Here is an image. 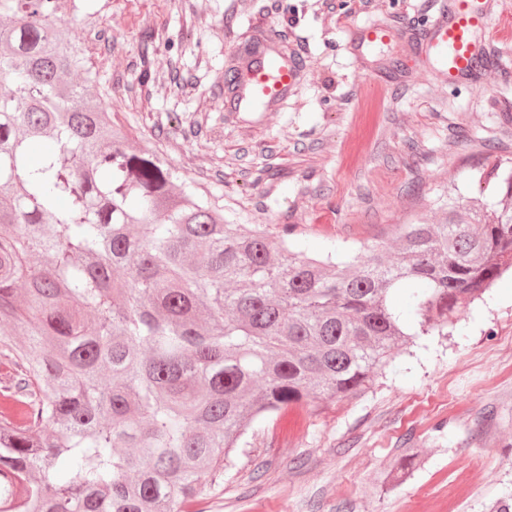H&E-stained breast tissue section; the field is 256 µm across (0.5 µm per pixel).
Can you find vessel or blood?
<instances>
[{
  "mask_svg": "<svg viewBox=\"0 0 512 512\" xmlns=\"http://www.w3.org/2000/svg\"><path fill=\"white\" fill-rule=\"evenodd\" d=\"M505 13L503 0H441L433 26L418 39L425 57L436 58L449 81L473 76L500 59L492 44L496 18ZM299 78L295 56L255 54L234 98L236 108L263 102L272 108L283 102Z\"/></svg>",
  "mask_w": 512,
  "mask_h": 512,
  "instance_id": "vessel-or-blood-1",
  "label": "vessel or blood"
}]
</instances>
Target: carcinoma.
Here are the masks:
<instances>
[{"instance_id": "carcinoma-1", "label": "carcinoma", "mask_w": 512, "mask_h": 512, "mask_svg": "<svg viewBox=\"0 0 512 512\" xmlns=\"http://www.w3.org/2000/svg\"><path fill=\"white\" fill-rule=\"evenodd\" d=\"M102 10L0 0V512H187L256 419L360 395L512 268V165L344 266L224 223L103 105Z\"/></svg>"}]
</instances>
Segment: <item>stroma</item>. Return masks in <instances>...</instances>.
Listing matches in <instances>:
<instances>
[{
	"mask_svg": "<svg viewBox=\"0 0 512 512\" xmlns=\"http://www.w3.org/2000/svg\"><path fill=\"white\" fill-rule=\"evenodd\" d=\"M435 0H109L108 42L87 37L107 103L133 141L168 154L180 176L218 198L228 224L295 227L305 251L347 261L438 217L449 192L495 201L479 180L512 163L508 63L449 84L410 33ZM382 24L400 38L355 48L352 31ZM155 29L151 98L127 91L141 37ZM296 51L303 72L274 112L224 106V76L260 31ZM387 81L370 95L358 77ZM189 77L173 88L172 72ZM184 117L168 125L167 113ZM419 449L403 480L376 479ZM512 495V271L461 314L450 336L395 352L361 396L319 413L255 422L243 453L200 512H489Z\"/></svg>",
	"mask_w": 512,
	"mask_h": 512,
	"instance_id": "35a3bbf8",
	"label": "stroma"
}]
</instances>
